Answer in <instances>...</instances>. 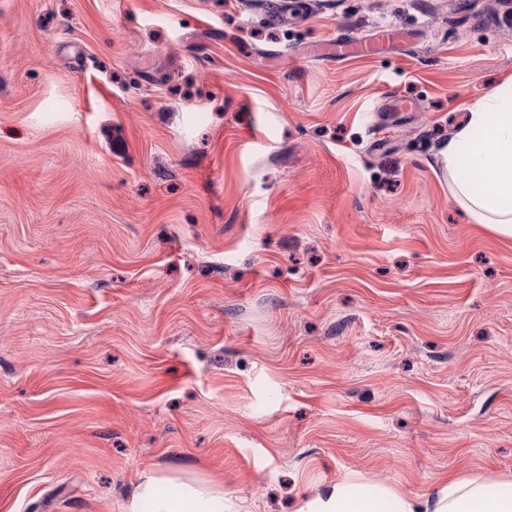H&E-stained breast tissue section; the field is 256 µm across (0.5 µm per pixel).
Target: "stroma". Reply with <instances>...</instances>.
Wrapping results in <instances>:
<instances>
[{"instance_id":"stroma-1","label":"stroma","mask_w":512,"mask_h":512,"mask_svg":"<svg viewBox=\"0 0 512 512\" xmlns=\"http://www.w3.org/2000/svg\"><path fill=\"white\" fill-rule=\"evenodd\" d=\"M509 81L512 0H0V512L512 479V238L441 161ZM167 481L170 493L157 488ZM128 512H224V490L199 481H175L171 478L146 475L138 485Z\"/></svg>"}]
</instances>
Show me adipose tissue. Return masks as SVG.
Here are the masks:
<instances>
[{
    "label": "adipose tissue",
    "instance_id": "obj_1",
    "mask_svg": "<svg viewBox=\"0 0 512 512\" xmlns=\"http://www.w3.org/2000/svg\"><path fill=\"white\" fill-rule=\"evenodd\" d=\"M442 160L454 201L474 223L512 238V82L469 107ZM160 482L145 476L128 512H224L218 487L180 480L163 493ZM297 512H512V480L494 486L478 475H451L422 501L385 485L351 494L339 484L306 500Z\"/></svg>",
    "mask_w": 512,
    "mask_h": 512
}]
</instances>
